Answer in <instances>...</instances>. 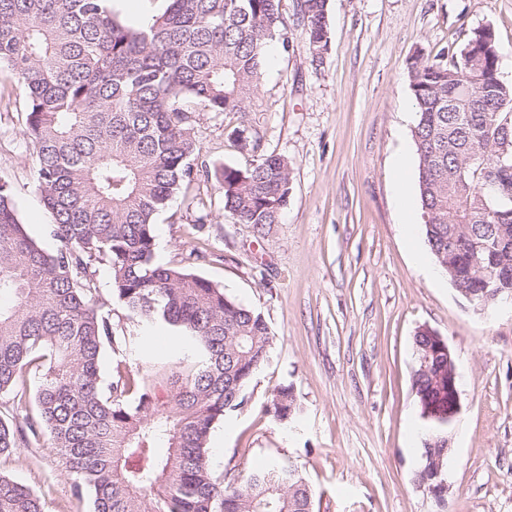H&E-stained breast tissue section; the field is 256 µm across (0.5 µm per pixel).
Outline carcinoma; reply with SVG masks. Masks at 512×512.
I'll return each mask as SVG.
<instances>
[{
	"label": "carcinoma",
	"mask_w": 512,
	"mask_h": 512,
	"mask_svg": "<svg viewBox=\"0 0 512 512\" xmlns=\"http://www.w3.org/2000/svg\"><path fill=\"white\" fill-rule=\"evenodd\" d=\"M147 24L124 23L111 0H0V72L27 89L23 136L36 152V189L53 218L52 250L21 221L0 182V457L45 437L62 459L72 496L93 512H313V493L291 463L232 485L215 476L208 440L241 410L244 390L272 344L263 316L186 267L155 260V218L184 185L215 179L224 213L258 237L279 223L291 164L275 152L243 167L195 162V113H245L257 96L265 48L290 47L281 0H166ZM312 60L328 50L327 0H299ZM490 26L471 32L447 64H410L412 137L430 252L448 279L512 292V84L501 79ZM239 149L258 148L249 129ZM108 266L112 296L129 319L163 322L196 357L166 384L117 363L132 347L98 304L95 266ZM415 396L424 421L421 462L446 472L431 447L447 413L438 384L445 354L418 330ZM267 412L297 413L293 389ZM0 512H49L46 496L0 475Z\"/></svg>",
	"instance_id": "cac0c4a2"
}]
</instances>
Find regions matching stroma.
<instances>
[{"mask_svg": "<svg viewBox=\"0 0 512 512\" xmlns=\"http://www.w3.org/2000/svg\"><path fill=\"white\" fill-rule=\"evenodd\" d=\"M296 6L281 0L290 45L269 44L246 115L202 112L195 124L207 163L248 164L231 136L242 124L261 151L288 158L292 191L280 224L255 238L225 216L210 182L174 195L156 218L157 260L176 266L204 252L193 271L260 312L273 336L244 408L213 429L223 444L210 448V466L237 483L288 458L315 512H512V305L474 309L445 274L419 266L424 226L404 224L394 197L399 181L418 191L413 57L446 56L489 25L500 75L512 83V0H328L330 45L317 62ZM26 104L24 84L0 76V180L28 232L45 241L52 218L23 137ZM422 326L447 340L462 373L441 507L414 480L422 420L413 336ZM193 351L160 324L141 352L106 353L102 372L121 360L163 377ZM284 385L298 415L282 425L265 407ZM0 473L44 492L53 512H91L89 499L72 496L47 438L1 457Z\"/></svg>", "mask_w": 512, "mask_h": 512, "instance_id": "35a3bbf8", "label": "stroma"}]
</instances>
